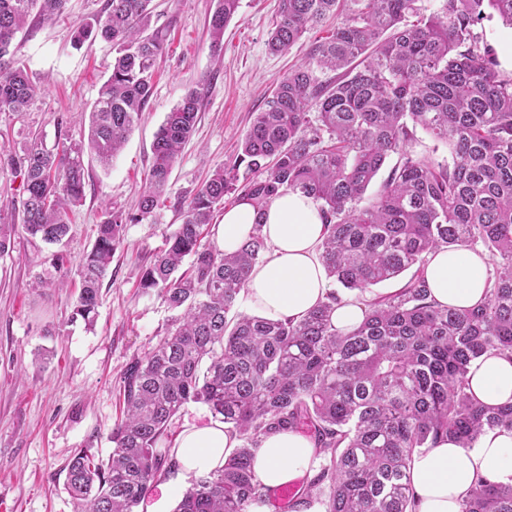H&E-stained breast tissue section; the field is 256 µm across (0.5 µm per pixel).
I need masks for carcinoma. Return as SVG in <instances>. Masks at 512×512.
Segmentation results:
<instances>
[{
    "mask_svg": "<svg viewBox=\"0 0 512 512\" xmlns=\"http://www.w3.org/2000/svg\"><path fill=\"white\" fill-rule=\"evenodd\" d=\"M67 2L0 0V112L20 115L36 97L10 50L16 34L32 17H61ZM151 2L105 0L100 15L74 25L75 46L97 38L112 45V71L87 134L69 137L60 117L53 148L36 134L0 149V174L21 179L31 237L47 244L68 237L70 212L85 198V154L109 165L145 111L166 49V35L150 30ZM348 2L313 50L317 68L336 76L322 80L305 64L283 77L232 158L183 204L182 224L140 272L139 288L180 315L126 369L108 457L81 449L65 465L75 512H135L154 481L177 469L167 427L190 401L221 416L241 445L195 477L174 512H250L271 498L252 461L263 437L283 429L307 433L321 459L289 512H412L415 453L445 438L472 448L489 431H512V404H483L467 379L484 355L512 357V76L498 71L477 31L487 7L512 26V0H444L428 15L421 0ZM239 3L217 0L212 52L223 50ZM339 11L340 0H280L269 50L288 51ZM198 109L199 94L190 91L167 113L138 213L104 209L73 312L87 326L125 225L154 213L169 192ZM418 127L448 145L450 157L416 151ZM394 155L377 192L366 196ZM297 191L319 206L327 226L319 258L334 283L364 292L415 269L396 293L365 301L363 320L349 330L332 321L342 301L335 290L299 320L238 310L268 249L261 224L232 254L203 243L226 196L260 213ZM459 247L482 250L494 265L485 300L463 311L431 299L424 277L430 253ZM461 512H512V483L478 478Z\"/></svg>",
    "mask_w": 512,
    "mask_h": 512,
    "instance_id": "obj_1",
    "label": "carcinoma"
}]
</instances>
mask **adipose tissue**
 Instances as JSON below:
<instances>
[{
	"label": "adipose tissue",
	"instance_id": "adipose-tissue-1",
	"mask_svg": "<svg viewBox=\"0 0 512 512\" xmlns=\"http://www.w3.org/2000/svg\"><path fill=\"white\" fill-rule=\"evenodd\" d=\"M273 247L272 256L256 266L245 289L250 307L262 316L302 318L323 301L330 289L325 270L315 255L324 224L315 201L299 192L276 198L264 213L242 201L225 211L215 227V240L224 253L235 252L253 232ZM425 279L441 305L469 309L480 304L488 280V263L466 248L429 254ZM470 390L484 404L512 403V359L486 355L474 361L468 373ZM239 445L223 422L198 419L186 423L175 443L178 475L186 479L211 471ZM316 457L313 441L295 430L264 437L255 450L253 467L271 489L309 475ZM493 480L512 477V432L483 435L475 447L462 448L446 440L436 448L416 453L410 467L415 512H460V503L479 476Z\"/></svg>",
	"mask_w": 512,
	"mask_h": 512
}]
</instances>
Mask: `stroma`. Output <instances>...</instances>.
<instances>
[{"label": "stroma", "mask_w": 512, "mask_h": 512, "mask_svg": "<svg viewBox=\"0 0 512 512\" xmlns=\"http://www.w3.org/2000/svg\"><path fill=\"white\" fill-rule=\"evenodd\" d=\"M280 0H240L224 29V51L210 49L208 23L216 0H152L151 26L166 30L153 96L109 168L86 159L89 180L72 233L56 248L31 238L18 213L0 215L14 227L0 257V512H73L64 466L81 448L107 456L120 417L123 374L172 329L176 318L158 294L142 293L138 274L154 261L182 222L178 200L224 164L276 84L308 62L313 44L336 25L327 18L289 52L274 55L267 38ZM104 0H68L56 22H31L11 49L40 86L30 112H0V147L30 134L56 139L57 117L80 137L98 89L112 65L109 43L74 48L71 28L100 14ZM190 90L200 96L196 129L173 168L170 195L151 217L126 225L103 284L93 328L72 321L80 270L103 210H137L148 176L154 136ZM63 262H56V253Z\"/></svg>", "instance_id": "1"}]
</instances>
